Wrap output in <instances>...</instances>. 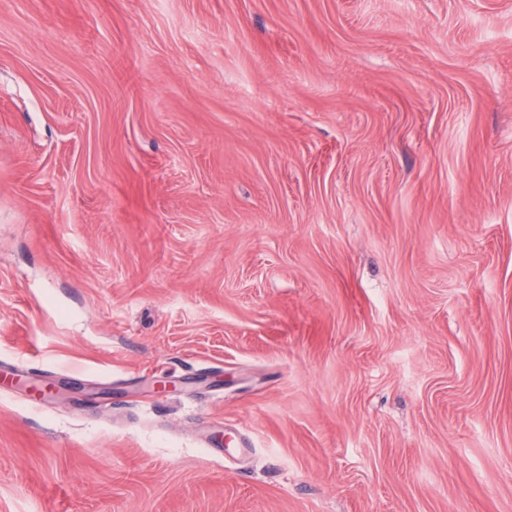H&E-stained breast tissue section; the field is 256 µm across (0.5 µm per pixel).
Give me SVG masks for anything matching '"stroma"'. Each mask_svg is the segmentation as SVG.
<instances>
[{"label":"stroma","instance_id":"obj_1","mask_svg":"<svg viewBox=\"0 0 512 512\" xmlns=\"http://www.w3.org/2000/svg\"><path fill=\"white\" fill-rule=\"evenodd\" d=\"M0 512H512V0H0Z\"/></svg>","mask_w":512,"mask_h":512}]
</instances>
